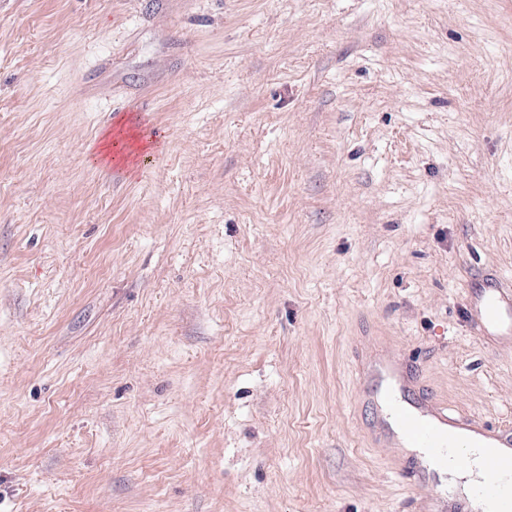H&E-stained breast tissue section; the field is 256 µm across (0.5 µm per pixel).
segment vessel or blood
Listing matches in <instances>:
<instances>
[{
  "label": "vessel or blood",
  "instance_id": "obj_1",
  "mask_svg": "<svg viewBox=\"0 0 512 512\" xmlns=\"http://www.w3.org/2000/svg\"><path fill=\"white\" fill-rule=\"evenodd\" d=\"M470 304L485 335L512 342V289L497 281L478 283ZM392 421L398 423L412 447L426 449L430 461L464 464L465 457L451 440L474 438L484 446L483 477L470 488L472 498L512 512V428L492 427L435 400H421L413 407L394 405Z\"/></svg>",
  "mask_w": 512,
  "mask_h": 512
}]
</instances>
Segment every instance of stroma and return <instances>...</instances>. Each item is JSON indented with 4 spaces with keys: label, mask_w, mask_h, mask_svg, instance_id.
<instances>
[{
    "label": "stroma",
    "mask_w": 512,
    "mask_h": 512,
    "mask_svg": "<svg viewBox=\"0 0 512 512\" xmlns=\"http://www.w3.org/2000/svg\"><path fill=\"white\" fill-rule=\"evenodd\" d=\"M512 0H0V512H406L364 367L512 427ZM470 291V304L483 333L512 343V289L491 279Z\"/></svg>",
    "instance_id": "1"
}]
</instances>
